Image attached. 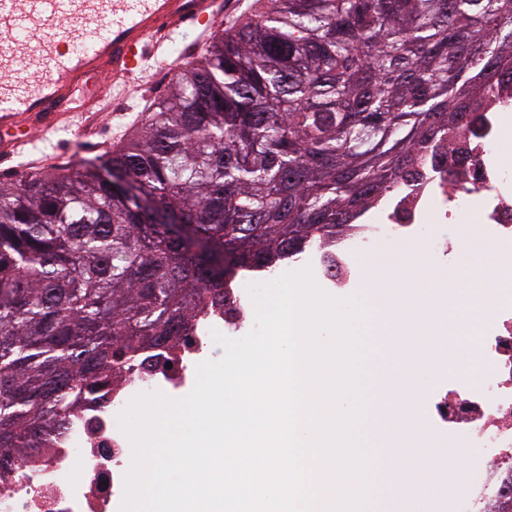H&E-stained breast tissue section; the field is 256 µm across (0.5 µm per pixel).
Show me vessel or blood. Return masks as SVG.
<instances>
[{"label": "vessel or blood", "instance_id": "b4317fda", "mask_svg": "<svg viewBox=\"0 0 512 512\" xmlns=\"http://www.w3.org/2000/svg\"><path fill=\"white\" fill-rule=\"evenodd\" d=\"M237 8L235 0H0V158L30 144L31 126L49 134L74 110L73 92L102 84L87 111L129 95L132 81L175 70L190 48L171 55L184 33L212 37ZM35 66L22 67V60Z\"/></svg>", "mask_w": 512, "mask_h": 512}]
</instances>
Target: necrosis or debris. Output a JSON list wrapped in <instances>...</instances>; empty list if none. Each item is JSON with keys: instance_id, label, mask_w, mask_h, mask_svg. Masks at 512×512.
I'll use <instances>...</instances> for the list:
<instances>
[{"instance_id": "4bbe7bcc", "label": "necrosis or debris", "mask_w": 512, "mask_h": 512, "mask_svg": "<svg viewBox=\"0 0 512 512\" xmlns=\"http://www.w3.org/2000/svg\"><path fill=\"white\" fill-rule=\"evenodd\" d=\"M504 118L501 112L483 113L478 128L465 133L469 162L452 170L436 159L405 194L391 198L385 222L355 225L302 255L323 287L344 292L355 285L357 260L376 243L420 237L435 220L459 224L478 215L482 237L493 246L491 289L477 323L482 345L453 364L457 380L435 397L428 418L431 433L448 430L442 441L446 464L462 471L469 485L456 512H512V184L502 177L508 160ZM274 275L269 268L237 271L225 282V304L196 310L193 340L181 355L141 352L127 381L105 388L101 400L83 407L63 434L49 437L46 457L14 459L10 482L0 484V512H107L124 495L129 471V439L116 419L138 395L177 393L191 384L214 333L231 337L254 326L248 287ZM477 372L483 383L474 389L468 380ZM474 448L481 451L476 462Z\"/></svg>"}]
</instances>
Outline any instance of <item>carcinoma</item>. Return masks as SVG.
I'll use <instances>...</instances> for the list:
<instances>
[{
	"mask_svg": "<svg viewBox=\"0 0 512 512\" xmlns=\"http://www.w3.org/2000/svg\"><path fill=\"white\" fill-rule=\"evenodd\" d=\"M512 100V0H256L146 124L0 183V454L43 447L232 266L344 234Z\"/></svg>",
	"mask_w": 512,
	"mask_h": 512,
	"instance_id": "cac0c4a2",
	"label": "carcinoma"
}]
</instances>
